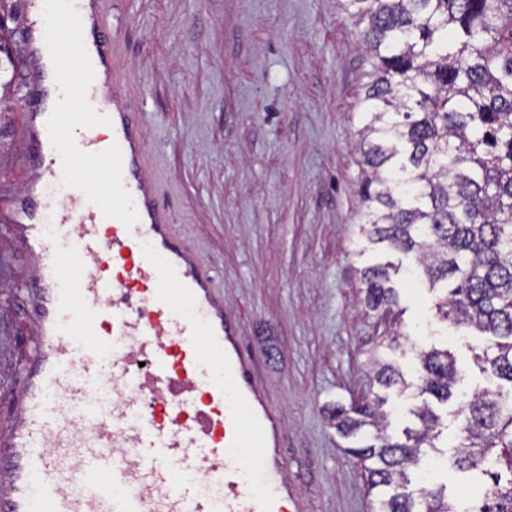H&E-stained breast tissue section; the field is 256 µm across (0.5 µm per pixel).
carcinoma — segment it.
Segmentation results:
<instances>
[{"mask_svg":"<svg viewBox=\"0 0 512 512\" xmlns=\"http://www.w3.org/2000/svg\"><path fill=\"white\" fill-rule=\"evenodd\" d=\"M365 24L359 44L373 67L361 100V233L373 245L414 257L409 273L442 290L435 308L485 336L482 371L512 385V0H338ZM21 81L0 39V99ZM392 263L363 273L365 303L398 305ZM419 394L446 404L457 382L444 349L418 353ZM374 382L404 393L399 367L373 356ZM387 397L336 405L329 420L355 446L378 512H418L402 492L409 469L438 450L440 416L428 402L411 413L405 439L387 432ZM462 411L455 465L470 473L484 506L512 512V388L474 396ZM424 512H459L445 487L420 490Z\"/></svg>","mask_w":512,"mask_h":512,"instance_id":"carcinoma-1","label":"carcinoma"}]
</instances>
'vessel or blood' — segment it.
I'll return each mask as SVG.
<instances>
[{"label":"vessel or blood","instance_id":"obj_1","mask_svg":"<svg viewBox=\"0 0 512 512\" xmlns=\"http://www.w3.org/2000/svg\"><path fill=\"white\" fill-rule=\"evenodd\" d=\"M87 4L27 44L35 76L53 50L71 98L108 76L113 111L24 119L37 170L10 210L11 244L35 284V354L7 394L0 512H288L278 411L146 167L147 131L109 54L113 2ZM88 27L102 38L96 68L79 51ZM63 144L90 164L48 226L35 201L65 173L53 156ZM132 280L135 312L115 300ZM139 358L147 371H133Z\"/></svg>","mask_w":512,"mask_h":512}]
</instances>
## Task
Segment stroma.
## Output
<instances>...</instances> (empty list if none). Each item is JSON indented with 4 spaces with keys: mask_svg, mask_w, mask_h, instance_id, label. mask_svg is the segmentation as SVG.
Masks as SVG:
<instances>
[{
    "mask_svg": "<svg viewBox=\"0 0 512 512\" xmlns=\"http://www.w3.org/2000/svg\"><path fill=\"white\" fill-rule=\"evenodd\" d=\"M114 28L159 195L223 291L282 414L295 499L306 512H376L328 413L369 393L371 352L401 333L416 346L384 353L410 385L388 405V431L399 438L414 423L419 351L449 349L459 380L436 407L443 435L434 469L449 499H460L468 476L452 464L457 410L500 381L474 361L481 337L438 320L436 295L421 281L394 277V315L364 303V268L412 259L359 232L355 144L370 70L359 24L336 0H116ZM45 98L44 83L24 76L0 118V336L17 378L32 356L33 284L10 245L5 203L31 174L21 115Z\"/></svg>",
    "mask_w": 512,
    "mask_h": 512,
    "instance_id": "obj_1",
    "label": "stroma"
}]
</instances>
